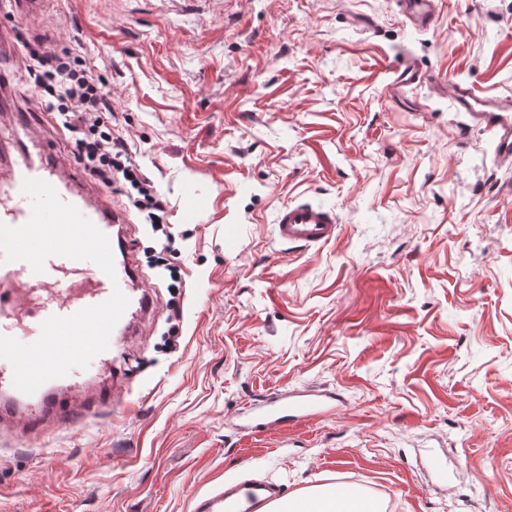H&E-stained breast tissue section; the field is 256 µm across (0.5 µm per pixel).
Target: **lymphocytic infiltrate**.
<instances>
[{"instance_id":"1","label":"lymphocytic infiltrate","mask_w":512,"mask_h":512,"mask_svg":"<svg viewBox=\"0 0 512 512\" xmlns=\"http://www.w3.org/2000/svg\"><path fill=\"white\" fill-rule=\"evenodd\" d=\"M23 93L68 133L71 154L101 187L123 194L129 206L145 213L160 234L163 252L177 240L166 222L169 201L140 172L127 140L112 126V97L107 78L75 48L37 43L28 47Z\"/></svg>"}]
</instances>
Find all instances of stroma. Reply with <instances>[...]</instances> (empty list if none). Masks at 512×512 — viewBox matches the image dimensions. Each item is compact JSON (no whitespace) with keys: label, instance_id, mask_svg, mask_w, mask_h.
<instances>
[{"label":"stroma","instance_id":"1","mask_svg":"<svg viewBox=\"0 0 512 512\" xmlns=\"http://www.w3.org/2000/svg\"><path fill=\"white\" fill-rule=\"evenodd\" d=\"M421 31L394 0H41L0 17L78 42L116 131L171 202L185 286L158 236L126 237L154 297L112 370L115 405L46 433L0 432V512H193L230 480L285 496L338 486L382 512H512V160L448 86L392 97L407 55L512 95V0H437ZM334 208L309 250L282 206ZM176 348H169L170 329ZM332 415L244 438L239 414L293 390ZM273 228L279 243L311 248L335 239L339 221L336 212L330 208L309 201H295L277 211Z\"/></svg>","mask_w":512,"mask_h":512}]
</instances>
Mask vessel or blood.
<instances>
[{
    "label": "vessel or blood",
    "instance_id": "b4317fda",
    "mask_svg": "<svg viewBox=\"0 0 512 512\" xmlns=\"http://www.w3.org/2000/svg\"><path fill=\"white\" fill-rule=\"evenodd\" d=\"M398 4L416 28L434 27L437 15L434 0H398ZM384 67L392 77L390 88L397 95L425 82L438 85L444 81L443 76L420 72L406 59L385 62ZM451 89L457 110L469 113L478 125L492 131L497 156L511 160L512 97L481 96L471 86L460 83L452 84ZM0 112L15 115L13 128H0V150L10 148L18 155L14 162L0 160V223L11 227L24 225L31 216V203L22 190L23 182L28 178L44 180L64 202L74 205L108 236L115 269L110 276L93 262L52 256L46 260L44 272L36 273L27 262L0 260V335L30 344L39 338L41 325L50 316L66 317L101 304L117 289L129 300L128 309L111 332L107 350L95 355L87 367L48 380L33 393H24L14 386L11 364L0 359V420L20 418L28 427L36 428L56 410L62 389L83 387L97 370L111 363L113 353L122 344V336L132 326V315L148 314L153 308V298L139 285V271L128 242L117 232L127 222L124 211L104 201L72 167L61 165L47 142L25 141L17 136V129L33 130L41 122L37 113L17 111L11 93L3 87ZM273 228L279 243L311 248L335 239L339 221L330 208L296 201L277 211ZM332 399V394L311 390L274 395L260 408L245 413L243 431L251 439H262L284 422L324 415ZM280 498V490L272 482L217 488L198 498L195 512H268L269 506Z\"/></svg>",
    "mask_w": 512,
    "mask_h": 512
}]
</instances>
